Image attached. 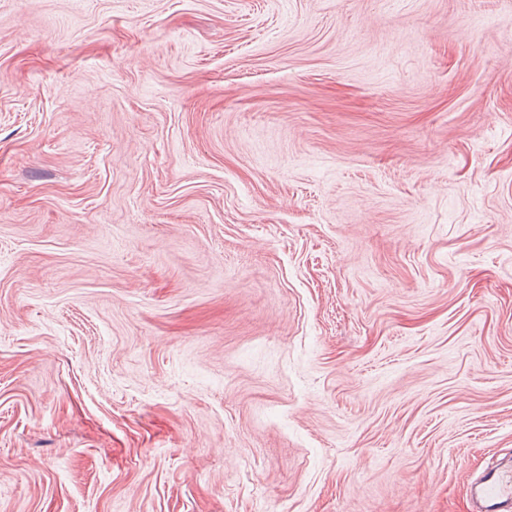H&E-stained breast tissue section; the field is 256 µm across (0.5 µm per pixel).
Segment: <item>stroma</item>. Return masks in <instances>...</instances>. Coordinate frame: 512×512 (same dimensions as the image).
Wrapping results in <instances>:
<instances>
[{
    "instance_id": "obj_1",
    "label": "stroma",
    "mask_w": 512,
    "mask_h": 512,
    "mask_svg": "<svg viewBox=\"0 0 512 512\" xmlns=\"http://www.w3.org/2000/svg\"><path fill=\"white\" fill-rule=\"evenodd\" d=\"M503 465L512 0H0V512Z\"/></svg>"
}]
</instances>
